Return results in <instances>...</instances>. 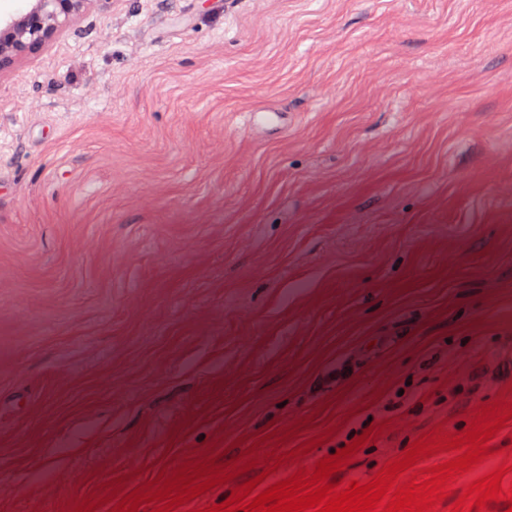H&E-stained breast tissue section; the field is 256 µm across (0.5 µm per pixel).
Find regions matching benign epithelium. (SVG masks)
<instances>
[{
	"instance_id": "7a95c632",
	"label": "benign epithelium",
	"mask_w": 512,
	"mask_h": 512,
	"mask_svg": "<svg viewBox=\"0 0 512 512\" xmlns=\"http://www.w3.org/2000/svg\"><path fill=\"white\" fill-rule=\"evenodd\" d=\"M89 2L31 0L25 13L0 19V77L53 45L65 29L86 13Z\"/></svg>"
}]
</instances>
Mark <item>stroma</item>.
<instances>
[{
	"instance_id": "35a3bbf8",
	"label": "stroma",
	"mask_w": 512,
	"mask_h": 512,
	"mask_svg": "<svg viewBox=\"0 0 512 512\" xmlns=\"http://www.w3.org/2000/svg\"><path fill=\"white\" fill-rule=\"evenodd\" d=\"M507 72L512 0H93L1 77L0 512L507 406Z\"/></svg>"
}]
</instances>
